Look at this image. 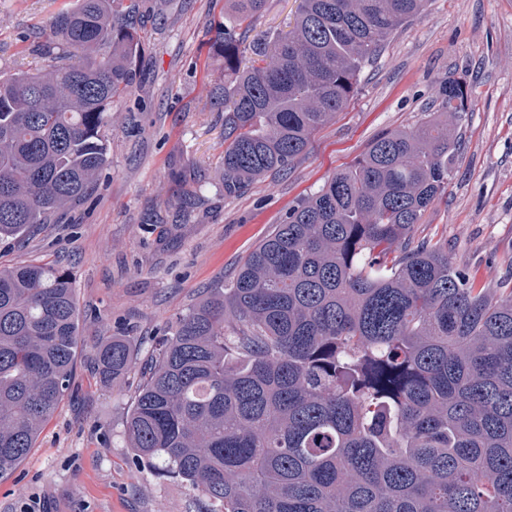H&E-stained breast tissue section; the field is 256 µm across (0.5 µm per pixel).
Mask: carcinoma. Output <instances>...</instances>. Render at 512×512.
I'll use <instances>...</instances> for the list:
<instances>
[{
	"label": "carcinoma",
	"mask_w": 512,
	"mask_h": 512,
	"mask_svg": "<svg viewBox=\"0 0 512 512\" xmlns=\"http://www.w3.org/2000/svg\"><path fill=\"white\" fill-rule=\"evenodd\" d=\"M224 197L291 171L358 93L388 38L431 0H301L249 39L267 0H226ZM121 0H75L0 74V239L64 224L109 163L112 99L144 52ZM466 84H436L415 129L375 138L298 199L236 278L156 342L126 421L137 466L189 482L212 512H512V289L479 286L418 236L448 196ZM82 341L70 271L0 269V477L35 447ZM104 379L129 343L99 345Z\"/></svg>",
	"instance_id": "1"
}]
</instances>
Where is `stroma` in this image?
Wrapping results in <instances>:
<instances>
[{
	"label": "stroma",
	"mask_w": 512,
	"mask_h": 512,
	"mask_svg": "<svg viewBox=\"0 0 512 512\" xmlns=\"http://www.w3.org/2000/svg\"><path fill=\"white\" fill-rule=\"evenodd\" d=\"M66 0H0V73L44 68L33 37ZM145 52L131 94L112 102L109 166L67 224L0 242V266L69 268L84 320L71 387L35 448L0 478V512H210L200 491L136 467L126 419L155 343L201 295L232 280L297 199L379 134L410 129L434 85L466 79L471 109L448 185L425 232L486 288L512 287V0H432L393 34L359 91L285 176L225 198L224 70L213 51L224 0H135ZM125 337L129 372L105 383L95 347Z\"/></svg>",
	"instance_id": "obj_1"
}]
</instances>
